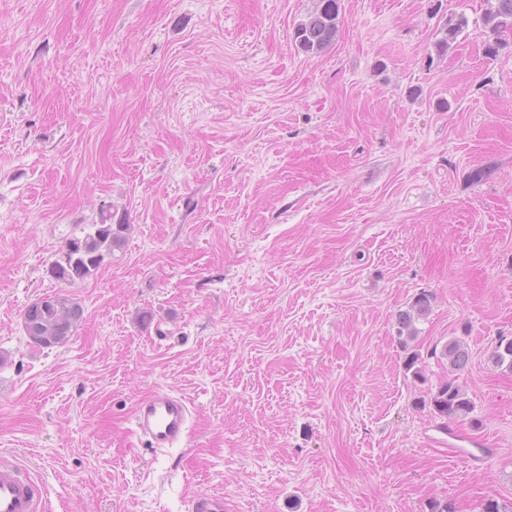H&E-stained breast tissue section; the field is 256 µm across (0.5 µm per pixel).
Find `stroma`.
Instances as JSON below:
<instances>
[{
    "label": "stroma",
    "instance_id": "obj_1",
    "mask_svg": "<svg viewBox=\"0 0 512 512\" xmlns=\"http://www.w3.org/2000/svg\"><path fill=\"white\" fill-rule=\"evenodd\" d=\"M315 3L0 0V453L48 512L512 503V35L486 56L484 0H340L307 53ZM104 212L123 246L52 278ZM54 294L83 318L41 349L23 313ZM460 335L476 469L426 405ZM158 390L192 411L163 454L132 424ZM316 9L295 30V40L307 51L331 45L339 29V0H317ZM430 304L431 294L421 292L408 310L401 311V313L398 314L396 321L397 332L404 343L415 337V321L427 315ZM439 432L448 436V448L451 449V453L471 468L480 467L491 451L490 448H484V442L474 440L452 429H448V432L442 430Z\"/></svg>",
    "mask_w": 512,
    "mask_h": 512
}]
</instances>
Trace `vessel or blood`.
Instances as JSON below:
<instances>
[{"label": "vessel or blood", "mask_w": 512, "mask_h": 512, "mask_svg": "<svg viewBox=\"0 0 512 512\" xmlns=\"http://www.w3.org/2000/svg\"><path fill=\"white\" fill-rule=\"evenodd\" d=\"M191 408L183 397L166 391L142 398L133 413L134 431L154 451L177 446L190 434ZM453 455L469 467H480L489 451L483 442L457 431L447 433ZM41 489L15 461L0 456V512H36Z\"/></svg>", "instance_id": "obj_1"}]
</instances>
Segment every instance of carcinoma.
<instances>
[{
	"label": "carcinoma",
	"mask_w": 512,
	"mask_h": 512,
	"mask_svg": "<svg viewBox=\"0 0 512 512\" xmlns=\"http://www.w3.org/2000/svg\"><path fill=\"white\" fill-rule=\"evenodd\" d=\"M339 0H318L316 9L295 30V40L307 51H320L336 40L339 29ZM485 28L493 34L512 33V0H486L482 15ZM125 224H112L104 216L100 223L89 225L82 237L68 241L62 260L53 263L50 273L57 281L73 284L97 272L105 256L124 244ZM431 295L422 292L412 306L399 313L397 329L406 342L414 338L415 321L427 315ZM82 319V307L68 295L54 294L32 302L23 314V325L30 342L42 348L62 345L72 336ZM441 357L448 362V379L440 382L428 399L429 409L441 423L466 421L473 428L481 425L474 416V403L467 391L457 383L456 373L469 364L466 341L455 337L446 343ZM491 361L512 371V338L499 337L491 352Z\"/></svg>",
	"instance_id": "carcinoma-1"
}]
</instances>
